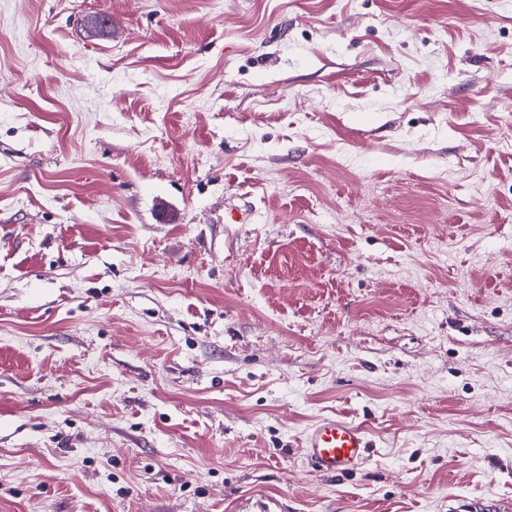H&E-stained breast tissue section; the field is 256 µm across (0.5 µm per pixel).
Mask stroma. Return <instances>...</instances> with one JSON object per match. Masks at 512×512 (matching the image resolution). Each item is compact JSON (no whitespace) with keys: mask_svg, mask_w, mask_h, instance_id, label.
<instances>
[{"mask_svg":"<svg viewBox=\"0 0 512 512\" xmlns=\"http://www.w3.org/2000/svg\"><path fill=\"white\" fill-rule=\"evenodd\" d=\"M0 512H512V0H0ZM302 443L312 467L331 476L357 471L366 462L371 448L366 430L342 417L316 421L305 430Z\"/></svg>","mask_w":512,"mask_h":512,"instance_id":"35a3bbf8","label":"stroma"}]
</instances>
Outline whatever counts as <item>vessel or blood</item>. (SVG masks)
<instances>
[{"label": "vessel or blood", "mask_w": 512, "mask_h": 512, "mask_svg": "<svg viewBox=\"0 0 512 512\" xmlns=\"http://www.w3.org/2000/svg\"><path fill=\"white\" fill-rule=\"evenodd\" d=\"M302 443L312 467L331 476L357 471L366 462L371 448L366 430L342 417L316 421L305 430Z\"/></svg>", "instance_id": "b4317fda"}]
</instances>
